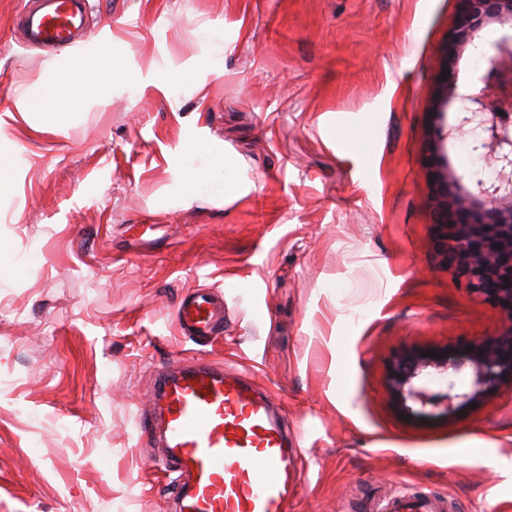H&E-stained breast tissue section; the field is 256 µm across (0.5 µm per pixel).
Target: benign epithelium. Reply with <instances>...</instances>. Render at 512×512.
Instances as JSON below:
<instances>
[{
    "mask_svg": "<svg viewBox=\"0 0 512 512\" xmlns=\"http://www.w3.org/2000/svg\"><path fill=\"white\" fill-rule=\"evenodd\" d=\"M491 22L512 24V0H460L456 25L443 50V70L435 114L450 101L459 103V123L448 136H470L473 151L494 171L478 178L475 191L463 177L436 170L434 220L439 229L437 250L465 288L493 304L505 323L498 335L447 347L445 358L424 357L422 349L398 354L392 361L389 388L405 414L426 418L460 417L481 405L505 384H512V36L496 44L478 86L459 91L456 61L468 48H478L479 31ZM467 370L470 386L460 388L452 376ZM448 378L446 389L432 392L434 376Z\"/></svg>",
    "mask_w": 512,
    "mask_h": 512,
    "instance_id": "benign-epithelium-1",
    "label": "benign epithelium"
}]
</instances>
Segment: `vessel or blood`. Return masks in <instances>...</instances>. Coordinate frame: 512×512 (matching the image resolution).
<instances>
[{
    "mask_svg": "<svg viewBox=\"0 0 512 512\" xmlns=\"http://www.w3.org/2000/svg\"><path fill=\"white\" fill-rule=\"evenodd\" d=\"M48 2L46 12L26 16L28 42L75 44L82 0ZM176 322L191 336L221 335L224 301L213 289H195L178 302ZM138 425L162 438L176 474L174 512H288L298 492L297 453L270 395L224 368L167 366Z\"/></svg>",
    "mask_w": 512,
    "mask_h": 512,
    "instance_id": "1",
    "label": "vessel or blood"
}]
</instances>
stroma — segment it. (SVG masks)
<instances>
[{"mask_svg":"<svg viewBox=\"0 0 512 512\" xmlns=\"http://www.w3.org/2000/svg\"><path fill=\"white\" fill-rule=\"evenodd\" d=\"M458 2L88 0L93 39L44 51L15 27L39 0H0V512H169L137 417L160 367L200 358L273 396L300 445L288 512L407 491L512 512V387L406 420L387 383L401 351L503 325L434 247L431 156L492 176L469 137L429 145ZM510 31H480L461 89ZM103 44L131 79L51 121L16 110ZM200 287L224 298L214 339L176 324Z\"/></svg>","mask_w":512,"mask_h":512,"instance_id":"obj_1","label":"stroma"}]
</instances>
